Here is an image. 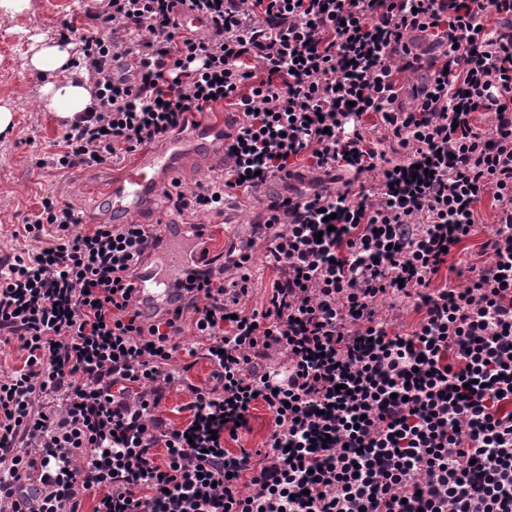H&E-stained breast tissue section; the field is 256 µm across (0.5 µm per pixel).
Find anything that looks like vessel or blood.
Here are the masks:
<instances>
[{"label":"vessel or blood","mask_w":512,"mask_h":512,"mask_svg":"<svg viewBox=\"0 0 512 512\" xmlns=\"http://www.w3.org/2000/svg\"><path fill=\"white\" fill-rule=\"evenodd\" d=\"M192 119V126L184 131L185 138L194 142L206 168H222L223 116L204 112L193 114ZM189 170L188 162L176 146L160 148L151 144L142 147L120 175L92 187L94 204L87 213L88 223H158L164 213L153 209L152 201L172 192L174 182L184 181ZM199 232V227L188 224L165 232L162 251L173 270L180 272L185 269L192 252L200 244ZM134 287L139 307L148 317L165 313L176 305L179 298L177 289L172 288L171 284L162 283L151 272L138 273L134 278Z\"/></svg>","instance_id":"1"}]
</instances>
